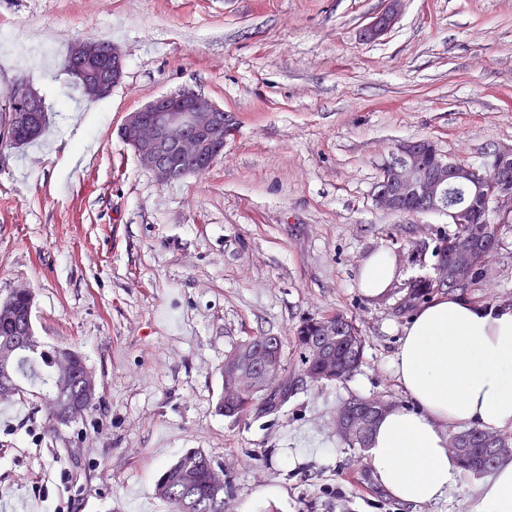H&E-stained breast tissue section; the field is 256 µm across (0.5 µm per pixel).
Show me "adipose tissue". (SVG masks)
<instances>
[{
  "label": "adipose tissue",
  "instance_id": "ef3b65f1",
  "mask_svg": "<svg viewBox=\"0 0 512 512\" xmlns=\"http://www.w3.org/2000/svg\"><path fill=\"white\" fill-rule=\"evenodd\" d=\"M397 275L388 251L359 267L367 297L383 294ZM406 395L376 422L366 456L374 480L403 505L445 498L465 471L448 457V438L462 427L512 430V305L438 294L416 308L391 358ZM478 512H512V461L475 488Z\"/></svg>",
  "mask_w": 512,
  "mask_h": 512
}]
</instances>
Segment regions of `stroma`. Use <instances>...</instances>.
Listing matches in <instances>:
<instances>
[{
	"label": "stroma",
	"mask_w": 512,
	"mask_h": 512,
	"mask_svg": "<svg viewBox=\"0 0 512 512\" xmlns=\"http://www.w3.org/2000/svg\"><path fill=\"white\" fill-rule=\"evenodd\" d=\"M384 0H0V106L38 90L48 127L0 149V299L35 296L46 346L75 347L100 383L82 420L47 432L25 396L0 417V490L64 512H169L154 494L190 448L224 466L228 512L268 490L274 512H406L373 482L365 453L332 417L356 395L403 401L391 372L405 284L431 277L446 216L376 208L395 144L427 139L481 164L512 147V0H404L381 39L364 30ZM79 38L118 44L122 83L84 97L60 67ZM181 90L224 108V156L162 184L118 136L128 112ZM81 130L72 162L64 120ZM389 250L398 277L362 297L361 263ZM477 293L512 297V224L502 225ZM340 313L365 340L342 382L294 390L273 415L216 410L224 354L248 337L293 336ZM320 448L296 470L289 451Z\"/></svg>",
	"instance_id": "stroma-1"
}]
</instances>
